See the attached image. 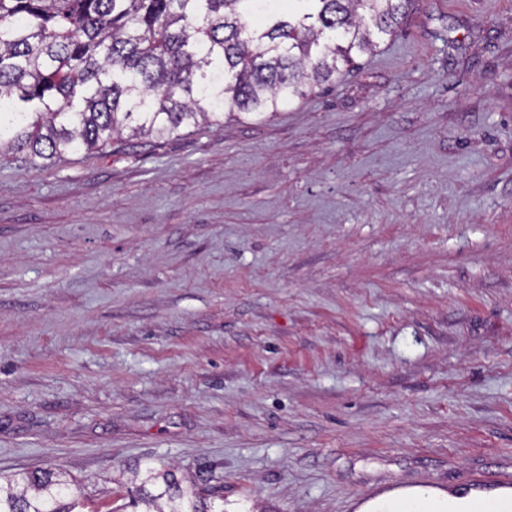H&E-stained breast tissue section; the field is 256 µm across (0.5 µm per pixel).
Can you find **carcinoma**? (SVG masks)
<instances>
[{"instance_id": "carcinoma-1", "label": "carcinoma", "mask_w": 512, "mask_h": 512, "mask_svg": "<svg viewBox=\"0 0 512 512\" xmlns=\"http://www.w3.org/2000/svg\"><path fill=\"white\" fill-rule=\"evenodd\" d=\"M412 0H0V154L55 160L274 115L395 34ZM132 505L212 512L205 483L136 467ZM63 468L0 474V512H86Z\"/></svg>"}]
</instances>
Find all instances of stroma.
Listing matches in <instances>:
<instances>
[{"label":"stroma","mask_w":512,"mask_h":512,"mask_svg":"<svg viewBox=\"0 0 512 512\" xmlns=\"http://www.w3.org/2000/svg\"><path fill=\"white\" fill-rule=\"evenodd\" d=\"M226 512L512 473V0H414L270 117L0 156V473ZM137 496L132 498V505L136 507L139 502L146 510L135 512H224L210 510L205 495L213 491L205 483L191 482L183 486L170 471L158 470L150 465L143 469L141 465L133 471Z\"/></svg>","instance_id":"35a3bbf8"}]
</instances>
